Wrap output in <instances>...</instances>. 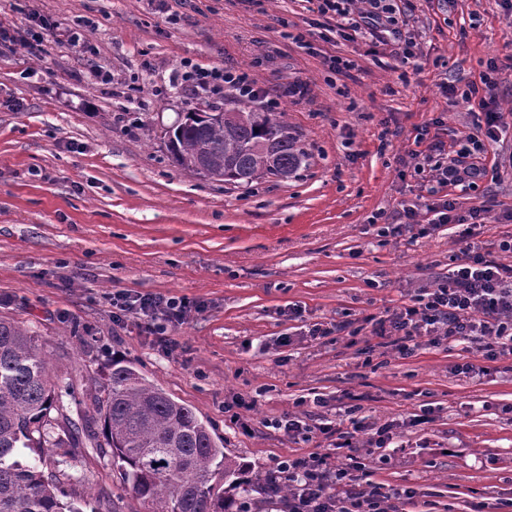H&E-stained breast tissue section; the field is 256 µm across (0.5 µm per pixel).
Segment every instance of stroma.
Segmentation results:
<instances>
[{
  "label": "stroma",
  "mask_w": 512,
  "mask_h": 512,
  "mask_svg": "<svg viewBox=\"0 0 512 512\" xmlns=\"http://www.w3.org/2000/svg\"><path fill=\"white\" fill-rule=\"evenodd\" d=\"M416 67L403 40L374 50L361 37L321 40L308 0H0V20L31 11L71 27L79 46L0 53V314L37 336L61 392L56 432L96 413L93 382L113 354L190 407L229 456L257 479L238 494L248 512H283L263 472L284 456L328 453L317 431L336 404L362 396L372 445L393 424L403 449L370 468L385 489H416L417 512H471L484 501L512 512V366L471 378L454 365L479 362L476 345L420 337L406 359L365 324L432 289L459 253L451 226L425 237H383L413 207L432 203L411 152L422 127L458 147L474 130V104L458 90L499 67L496 106L512 122V6L507 0H401ZM305 33L308 46L288 40ZM270 59L254 61L261 50ZM350 66L331 73L326 56ZM254 68L261 86L298 85L279 109L309 161L288 179L235 187L179 167L168 128L186 113L238 105L232 92L191 98L170 78L182 59ZM109 74L102 82L90 65ZM487 175L454 191L458 212L487 204L484 247L512 265V132L488 146ZM119 293L188 301L185 324L165 341L141 317H112ZM347 331L312 339L314 323ZM322 405H315V398ZM431 420L415 424L416 415ZM302 417L291 435L271 420ZM74 467L42 464L68 501L98 512H148L112 464L109 448L83 444Z\"/></svg>",
  "instance_id": "obj_1"
}]
</instances>
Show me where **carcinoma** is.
I'll use <instances>...</instances> for the list:
<instances>
[{
  "label": "carcinoma",
  "instance_id": "cac0c4a2",
  "mask_svg": "<svg viewBox=\"0 0 512 512\" xmlns=\"http://www.w3.org/2000/svg\"><path fill=\"white\" fill-rule=\"evenodd\" d=\"M201 110L168 131L176 163L191 170L203 158L210 179L250 185L266 178L287 179L308 154L273 112L229 108L224 120ZM48 363L38 339L14 320L0 316V512H80L64 492L24 457L55 449L59 465H72L71 449L84 439L103 437L123 483L149 512H243L224 495V483L247 490L249 467L228 457L207 426L186 405L129 365L112 357L100 419H85L54 436L50 417L57 408Z\"/></svg>",
  "mask_w": 512,
  "mask_h": 512
}]
</instances>
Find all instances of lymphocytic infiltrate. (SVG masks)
<instances>
[{"label":"lymphocytic infiltrate","instance_id":"f902f5d3","mask_svg":"<svg viewBox=\"0 0 512 512\" xmlns=\"http://www.w3.org/2000/svg\"><path fill=\"white\" fill-rule=\"evenodd\" d=\"M318 16L331 21V30L343 39L365 33L380 39L396 32L399 7L394 0H311ZM29 27L0 25V50L32 47L42 35L53 36L58 42L78 44L72 30L32 13ZM495 64H487L479 83L469 84L461 93L466 102L477 104L484 127L480 135H470L466 144L449 155L444 142L433 140L414 151L415 170L428 173L439 187L471 188L482 179L487 168L482 158L487 143L498 142L506 128L502 112L494 108L497 82ZM177 77L185 91L196 96H214L223 91L233 92L243 101H257L267 111H275L283 95L281 88L259 86L253 75L245 70L224 66H204L191 59L181 61ZM433 217L428 227L415 225L414 210H404L399 223L383 228V236H400L417 232L426 236L428 229L445 224L456 227L460 254L447 277L433 289H423L411 295L408 302L388 318L373 315L365 321L372 333L389 339L401 357L412 356L416 340L421 336L435 341L468 339L478 345L481 363H465L456 371L471 377L494 373L495 362L512 359V265L489 259L483 250L481 237L486 231L487 206L472 208L468 214L456 211L448 197H439L429 204ZM119 311H133L147 320L157 335L181 324L187 316L185 299L160 294H136L119 297ZM323 434L335 436L336 449L341 450L343 463L335 465L327 457H285L276 462L266 474L272 491L287 489L288 512H403L413 503L416 492L406 488L393 494L383 492L380 484L366 481L362 451L353 444L352 432L323 426Z\"/></svg>","mask_w":512,"mask_h":512}]
</instances>
